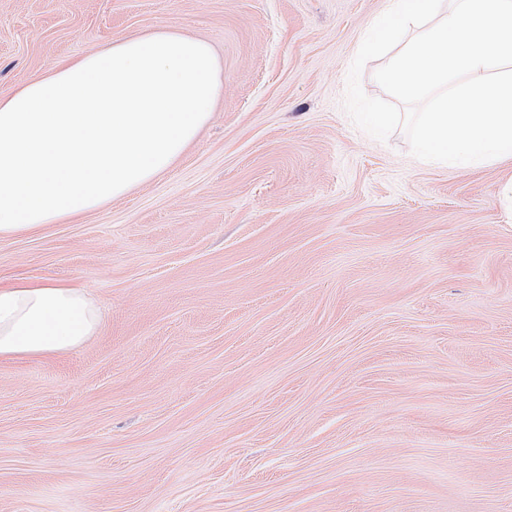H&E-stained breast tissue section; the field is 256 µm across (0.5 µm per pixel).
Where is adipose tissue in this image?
I'll return each mask as SVG.
<instances>
[{
	"label": "adipose tissue",
	"instance_id": "ef3b65f1",
	"mask_svg": "<svg viewBox=\"0 0 512 512\" xmlns=\"http://www.w3.org/2000/svg\"><path fill=\"white\" fill-rule=\"evenodd\" d=\"M220 73L209 43L158 29L0 95V237L81 217L170 169L208 122ZM101 320L85 287L0 281V361L66 354Z\"/></svg>",
	"mask_w": 512,
	"mask_h": 512
}]
</instances>
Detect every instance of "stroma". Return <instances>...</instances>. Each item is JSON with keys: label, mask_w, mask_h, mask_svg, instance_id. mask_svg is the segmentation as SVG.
<instances>
[{"label": "stroma", "mask_w": 512, "mask_h": 512, "mask_svg": "<svg viewBox=\"0 0 512 512\" xmlns=\"http://www.w3.org/2000/svg\"><path fill=\"white\" fill-rule=\"evenodd\" d=\"M389 0H0V94L106 43L208 41L168 172L0 238L89 288L64 355L0 363V512H512V157L425 163L343 108Z\"/></svg>", "instance_id": "stroma-1"}]
</instances>
